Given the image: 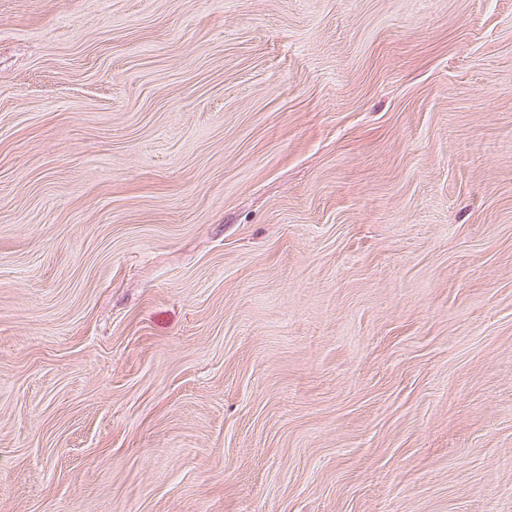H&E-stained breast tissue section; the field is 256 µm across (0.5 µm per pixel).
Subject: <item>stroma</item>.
Segmentation results:
<instances>
[{
    "mask_svg": "<svg viewBox=\"0 0 512 512\" xmlns=\"http://www.w3.org/2000/svg\"><path fill=\"white\" fill-rule=\"evenodd\" d=\"M0 512H512V0H0Z\"/></svg>",
    "mask_w": 512,
    "mask_h": 512,
    "instance_id": "1",
    "label": "stroma"
}]
</instances>
